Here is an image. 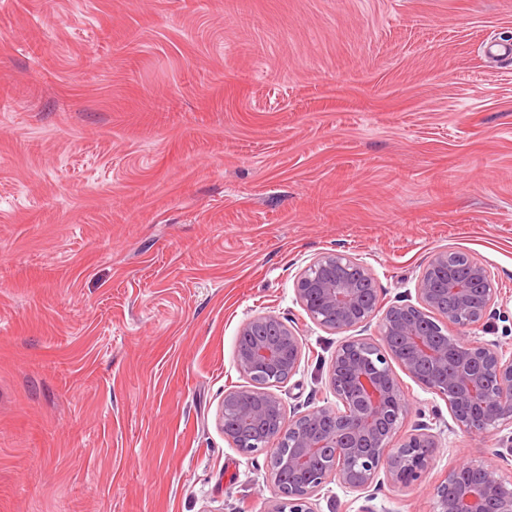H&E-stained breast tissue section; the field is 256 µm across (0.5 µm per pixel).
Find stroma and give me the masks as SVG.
I'll return each instance as SVG.
<instances>
[{
    "label": "stroma",
    "mask_w": 512,
    "mask_h": 512,
    "mask_svg": "<svg viewBox=\"0 0 512 512\" xmlns=\"http://www.w3.org/2000/svg\"><path fill=\"white\" fill-rule=\"evenodd\" d=\"M362 257L384 302L442 249L497 279L512 352V0H0V512H264L225 438L240 325L303 339L287 407L332 406L339 334L294 277ZM421 488L328 481L316 512H434L500 464L401 365Z\"/></svg>",
    "instance_id": "stroma-1"
}]
</instances>
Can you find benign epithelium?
<instances>
[{
    "mask_svg": "<svg viewBox=\"0 0 512 512\" xmlns=\"http://www.w3.org/2000/svg\"><path fill=\"white\" fill-rule=\"evenodd\" d=\"M295 292L309 319L336 334L379 319V341L349 337L337 346L328 383L341 407L289 416L272 388L300 368L299 329L275 314L240 326L236 359L249 384L225 392L218 423L240 452L265 454L272 485L266 512H316L313 497L331 477L352 491L369 489L381 472L394 484L421 486L438 437L420 423L391 448L411 414L393 361L443 399L475 442L512 422V354L468 335L497 314L500 296L495 275L479 258L436 252L417 277L416 299L385 306L368 263L334 249L297 272ZM433 497L435 512H512V487L496 464L450 470Z\"/></svg>",
    "mask_w": 512,
    "mask_h": 512,
    "instance_id": "obj_1",
    "label": "benign epithelium"
}]
</instances>
